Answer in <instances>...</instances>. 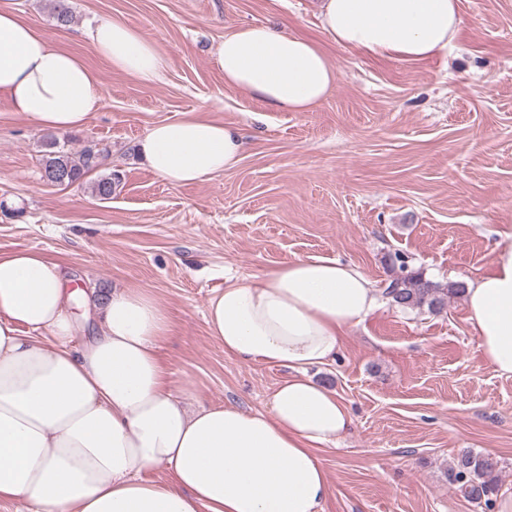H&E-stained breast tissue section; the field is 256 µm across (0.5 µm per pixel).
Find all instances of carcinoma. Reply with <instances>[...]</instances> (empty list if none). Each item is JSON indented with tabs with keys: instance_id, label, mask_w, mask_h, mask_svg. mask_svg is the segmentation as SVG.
<instances>
[{
	"instance_id": "1",
	"label": "carcinoma",
	"mask_w": 512,
	"mask_h": 512,
	"mask_svg": "<svg viewBox=\"0 0 512 512\" xmlns=\"http://www.w3.org/2000/svg\"><path fill=\"white\" fill-rule=\"evenodd\" d=\"M48 148L44 159V176L53 182V173L64 170L68 174L66 185L82 184L85 177L98 170L109 155L106 148L95 150L85 147L78 153H71L61 148L56 138L46 140ZM121 182L117 172L98 176L90 182L91 195L99 200L112 198ZM391 264L398 267L399 273L391 277L385 288V295L391 302L403 309L427 310L440 313L448 306V299L465 292L462 282L445 283L432 281L423 273L408 270V263L401 254H394ZM498 461L490 455L466 451L451 468L453 480L461 484L465 496L475 502L481 501L494 489Z\"/></svg>"
}]
</instances>
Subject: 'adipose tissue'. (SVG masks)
I'll list each match as a JSON object with an SVG mask.
<instances>
[{"label": "adipose tissue", "instance_id": "obj_1", "mask_svg": "<svg viewBox=\"0 0 512 512\" xmlns=\"http://www.w3.org/2000/svg\"><path fill=\"white\" fill-rule=\"evenodd\" d=\"M463 20L459 0H320L336 46L402 62L445 57ZM93 52L138 82L157 81L156 42L121 20L97 21ZM224 83L274 112H309L336 84L321 45L267 25L230 26L214 51ZM0 99L41 131L79 129L103 95L95 72L36 25L0 7ZM246 138L191 113L152 124L138 153L155 175L192 184L234 168ZM60 263L22 249L0 254V501L29 512H320L331 493L319 447L352 416L309 368L381 305L354 264L297 257L249 279H227L208 304L210 336L226 355L288 367L268 409L188 411L158 355L168 316L140 288H69ZM98 330L76 341L75 296ZM465 304L486 366L512 377V233L487 270L466 281ZM164 466L169 484L148 479Z\"/></svg>", "mask_w": 512, "mask_h": 512}]
</instances>
